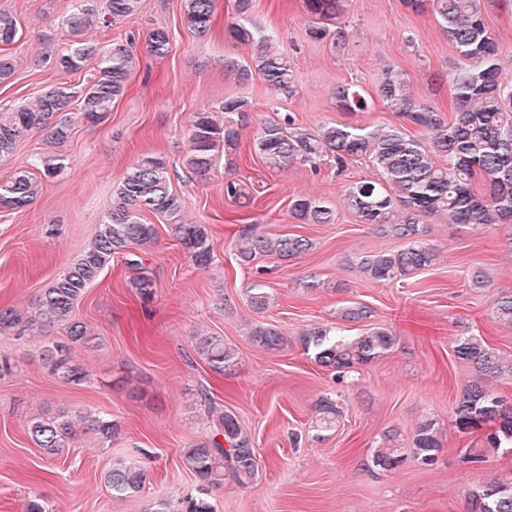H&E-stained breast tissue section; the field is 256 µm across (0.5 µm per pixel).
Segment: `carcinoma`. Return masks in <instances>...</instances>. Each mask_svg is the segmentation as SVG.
<instances>
[{"label": "carcinoma", "mask_w": 512, "mask_h": 512, "mask_svg": "<svg viewBox=\"0 0 512 512\" xmlns=\"http://www.w3.org/2000/svg\"><path fill=\"white\" fill-rule=\"evenodd\" d=\"M75 5L63 20V29L71 47L46 56L54 69L66 75L81 72L88 63L98 62L95 76L86 83L79 96L69 88H49L30 106H19L0 113V157L8 156L16 144L29 134L44 131L50 142L60 144L70 134L73 98L79 100V112L87 121L99 123L112 112V104L127 87L138 59L131 44L113 41L101 47L81 39L98 18L94 0H74ZM415 12L431 10L448 42L463 59L450 74L454 109L445 117L433 107L420 102L408 88L404 71L392 64L384 66L377 85V97L387 110L424 131L417 138L395 124L360 126L329 122L312 135L271 119L259 127L255 147L274 166L291 163L316 165L325 158L341 169L346 160L362 157L376 171V179L354 182L346 188L344 204L363 224L383 237L404 241L392 251H376L358 255L355 268L374 282H388L408 277L431 266L434 248L427 243L426 218L444 217L448 223L476 228L512 221V79L503 75L497 64L501 45L484 19L480 0H404ZM250 0H237L239 21L230 27V37L249 50V58L224 60V67L239 82L257 76L276 97H292L297 93L288 56L275 48L277 35L256 28L248 16ZM310 16L331 21L341 16L342 0H305ZM139 0H106L107 17L122 20L135 14ZM216 0H183L187 25L198 34L208 33L214 23ZM18 22L0 12V43L10 44L18 35ZM309 35L330 37L333 48L343 50L351 32L346 25L333 29L313 27ZM170 49L166 29L153 30L147 40V52L158 58ZM336 108L342 112H363L368 103L351 84H339L333 90ZM219 110L224 122L219 123L210 111L194 113L189 128L187 164L201 175L209 173L222 156L233 155L239 145L240 129L250 110L248 101L227 99ZM483 189L475 190V180ZM39 190L38 178L29 171H19L12 179L0 183V208L11 210L28 206ZM145 212L168 217L181 245L201 269L209 267L213 250L205 225L182 221L183 201L170 186L166 162L153 155L142 156L124 174L113 190L112 204L105 220L98 226L90 246L80 253L66 270L53 279L32 309L21 312L12 307L0 308V335L25 332L44 334L56 326L64 327L70 344L92 346L96 336L90 326L76 317L74 307L116 255L125 263L141 269L134 248L152 242L155 226L142 222ZM294 219L304 224H333V204L297 196L290 204ZM310 248L301 236L257 234L246 232L237 243V256L247 264L259 256H275L281 260L296 258ZM251 306L264 310L269 294L257 282L250 289ZM492 312L501 321L512 324V294H500L492 301ZM258 346L273 350L284 343L283 333L267 323L257 324L250 333ZM397 336L384 327L371 328L351 335L342 327L312 326L302 336L304 350L313 353L322 367L342 374L357 364L369 363L392 350ZM64 344L46 349L52 372L63 382L81 384L86 370L63 354ZM197 355L209 368L222 374L235 365V351L224 345L220 336H200L195 345ZM455 355L470 362L490 379H512V359H506L485 340L466 333L453 341ZM204 408L215 422L216 435L195 442L183 450L188 467L196 474L203 489L217 487L224 476L247 486L259 476L256 448L243 432L238 420L229 413H215L208 393L201 395ZM316 427L333 426L336 404L328 398L319 401ZM455 422L462 434H474L491 428L485 440L491 448L512 449V408L504 399L487 388H467L457 400ZM31 439L50 459L61 455L69 440L78 432L92 434L102 444L112 442L117 424L100 413H86L75 423L63 412L29 420ZM388 433L375 448L371 462L375 467L392 470L410 456L422 464L437 458L442 443L437 423L424 419L415 427L407 447L391 444ZM146 472L123 462L112 464L104 474V483L116 496L139 490L146 482ZM469 512H512V479L488 482L468 501Z\"/></svg>", "instance_id": "obj_1"}]
</instances>
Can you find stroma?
<instances>
[{
	"label": "stroma",
	"instance_id": "obj_1",
	"mask_svg": "<svg viewBox=\"0 0 512 512\" xmlns=\"http://www.w3.org/2000/svg\"><path fill=\"white\" fill-rule=\"evenodd\" d=\"M342 23L352 36L346 49L308 35L312 23L305 0H253L259 28L276 30L287 54L298 93L273 97L260 78L238 83L224 70V58L248 53L226 31L235 0H217L213 32L198 36L184 21L182 0H141L125 20L89 30L88 41L108 44L131 39L139 59L124 95L99 124L77 121L61 144L34 132L0 159V182L22 169L36 170L47 157L62 172L46 178L33 202L21 210L0 208V308L27 309L42 290L94 238L112 203V190L141 156L162 158L171 185L183 199V218L205 225L213 247L209 268H198L171 224L155 213L142 221L156 236L141 250L155 283L143 302L124 258H113L75 308L94 331L92 347L71 349L89 373L82 384H67L43 356L65 341L57 327L42 337L0 336V512H24L29 496H42L51 512H152L166 499L186 512L200 483L185 465L183 450L211 437L215 429L201 412V392L235 415L257 450L259 477L247 487L232 479L214 489L216 512H468L471 492L493 479L512 477V453L464 435L455 426L457 397L470 385H487L512 405V380H487L458 359L452 341L463 330L512 356V324L496 319L492 301L512 293V224L480 229L456 226L440 216L426 221V241L437 252L432 266L391 283H376L354 268L355 256L402 247L399 239L373 233L343 204L350 183L373 179L365 159L344 168L323 161L274 167L256 152L254 139L268 118H288L316 133L327 122L376 125L396 122L382 104L358 114L338 111L336 85H358L374 95L382 65L401 68L418 100L443 113L454 107L448 82L460 58L431 13H415L402 0H344ZM71 0H0V11L19 26L8 53L15 64L10 82L0 84V108L35 101L60 84L81 92L86 72L64 76L41 57L66 48L60 22ZM486 23L502 46L498 64L512 77V0H481ZM170 34V51L149 55V32ZM242 97L251 112L231 162L208 174L186 165L188 130L195 112L214 110L224 99ZM244 184L246 196L232 201L224 183ZM334 204L335 223L304 224L290 213L294 195ZM245 232L297 235L311 247L300 257H262L241 264L236 241ZM488 277L471 287L474 271ZM262 283L270 306L254 310L248 290ZM368 307L360 322H342L349 303ZM265 322L283 333L279 349L257 346L251 324ZM347 329L382 326L398 338L395 349L357 366L344 378L318 365L300 338L311 326ZM223 337L238 355L231 371L216 374L195 352L198 336ZM331 395L340 417L334 429L316 433L311 421L319 399ZM95 410L119 425L110 445L78 435L68 451L47 458L27 433L30 418L66 411ZM434 419L442 450L432 465L406 459L385 471L370 462L382 434L407 446L416 425ZM478 455L462 459V449ZM138 463L147 480L138 492L112 495L104 474L113 463Z\"/></svg>",
	"mask_w": 512,
	"mask_h": 512
}]
</instances>
